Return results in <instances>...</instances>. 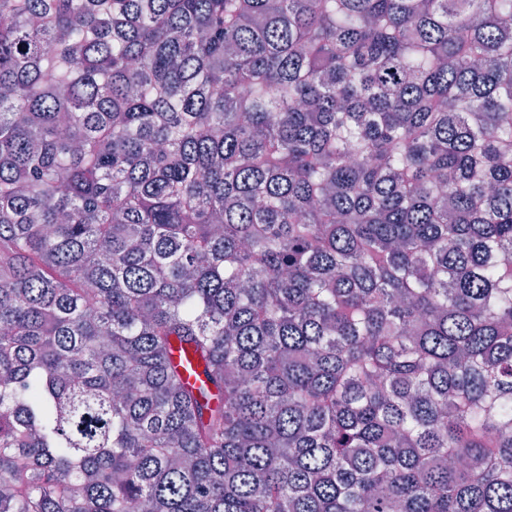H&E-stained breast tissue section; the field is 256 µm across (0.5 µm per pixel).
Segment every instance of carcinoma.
<instances>
[{
    "label": "carcinoma",
    "instance_id": "obj_1",
    "mask_svg": "<svg viewBox=\"0 0 512 512\" xmlns=\"http://www.w3.org/2000/svg\"><path fill=\"white\" fill-rule=\"evenodd\" d=\"M0 512H512V0H0Z\"/></svg>",
    "mask_w": 512,
    "mask_h": 512
}]
</instances>
